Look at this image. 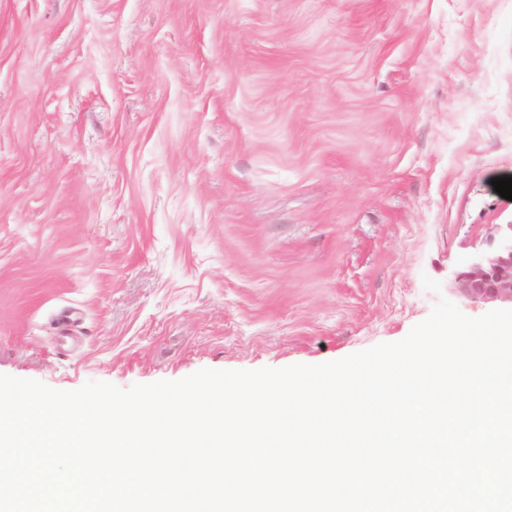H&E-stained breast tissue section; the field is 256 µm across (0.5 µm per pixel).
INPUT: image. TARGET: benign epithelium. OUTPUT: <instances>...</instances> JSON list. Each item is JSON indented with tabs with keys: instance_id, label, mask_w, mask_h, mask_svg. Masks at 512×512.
<instances>
[{
	"instance_id": "1",
	"label": "benign epithelium",
	"mask_w": 512,
	"mask_h": 512,
	"mask_svg": "<svg viewBox=\"0 0 512 512\" xmlns=\"http://www.w3.org/2000/svg\"><path fill=\"white\" fill-rule=\"evenodd\" d=\"M456 283L468 301L512 305V222L497 225L488 248L467 259Z\"/></svg>"
}]
</instances>
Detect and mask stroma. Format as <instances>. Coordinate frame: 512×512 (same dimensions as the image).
Masks as SVG:
<instances>
[{
	"label": "stroma",
	"instance_id": "stroma-1",
	"mask_svg": "<svg viewBox=\"0 0 512 512\" xmlns=\"http://www.w3.org/2000/svg\"><path fill=\"white\" fill-rule=\"evenodd\" d=\"M497 177L512 0H0V374L126 389L480 316L454 276L512 222Z\"/></svg>",
	"mask_w": 512,
	"mask_h": 512
}]
</instances>
